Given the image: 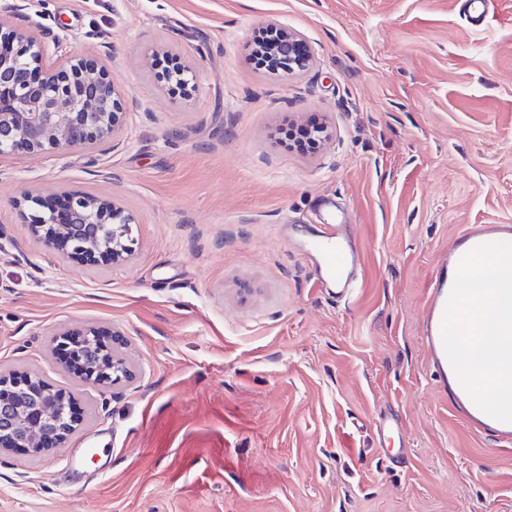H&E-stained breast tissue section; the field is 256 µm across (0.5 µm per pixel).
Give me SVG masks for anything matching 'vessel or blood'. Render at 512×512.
<instances>
[{
    "label": "vessel or blood",
    "instance_id": "obj_1",
    "mask_svg": "<svg viewBox=\"0 0 512 512\" xmlns=\"http://www.w3.org/2000/svg\"><path fill=\"white\" fill-rule=\"evenodd\" d=\"M304 252L322 284L335 288L337 299L358 286L360 255L343 237L341 227L308 239ZM487 275H512V224H470L453 246L441 253L438 276L426 303L424 344L433 373L467 425L500 443H512V393L481 389L461 359L466 346L479 343L491 323L481 314L483 296L468 288L466 276L475 265Z\"/></svg>",
    "mask_w": 512,
    "mask_h": 512
}]
</instances>
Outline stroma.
Returning a JSON list of instances; mask_svg holds the SVG:
<instances>
[{"label": "stroma", "instance_id": "stroma-1", "mask_svg": "<svg viewBox=\"0 0 512 512\" xmlns=\"http://www.w3.org/2000/svg\"><path fill=\"white\" fill-rule=\"evenodd\" d=\"M0 18L117 79L123 130L96 152L0 161V372L71 396L63 447L0 452V512H512V444L473 431L424 346L440 254L512 224V0H0ZM315 64L271 74L260 26ZM177 58L182 92L151 63ZM326 141L287 150L279 127ZM89 194L132 220L118 263L36 237L29 200ZM346 225L349 302L299 239ZM120 334L104 387L58 335ZM400 425L379 431L378 413Z\"/></svg>", "mask_w": 512, "mask_h": 512}]
</instances>
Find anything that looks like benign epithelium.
Returning <instances> with one entry per match:
<instances>
[{"label": "benign epithelium", "instance_id": "1", "mask_svg": "<svg viewBox=\"0 0 512 512\" xmlns=\"http://www.w3.org/2000/svg\"><path fill=\"white\" fill-rule=\"evenodd\" d=\"M266 41L258 47L266 59L290 74L307 70L312 54L303 37L288 28L264 26ZM0 158L24 148L93 149L121 130L126 112L107 68L93 58H70L0 20ZM189 70L177 64L159 72L167 83L187 89ZM36 236L61 241L91 262L112 261L132 252L130 219L110 202L71 194L42 213L30 214ZM59 346L70 347L66 368L95 385L118 384L129 374L120 348L107 347L99 334L66 333ZM78 422L69 398L36 375L0 374V451L28 448L35 453L64 444Z\"/></svg>", "mask_w": 512, "mask_h": 512}]
</instances>
